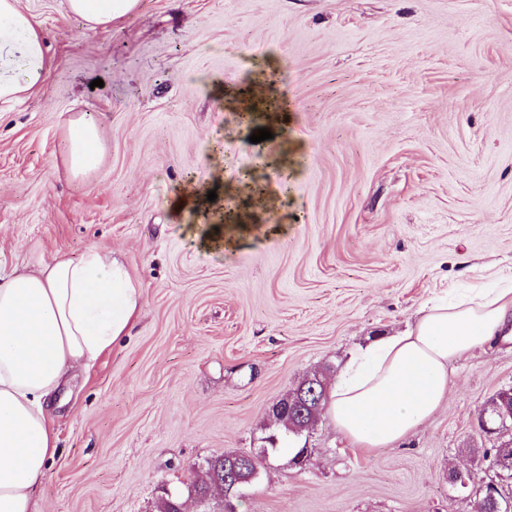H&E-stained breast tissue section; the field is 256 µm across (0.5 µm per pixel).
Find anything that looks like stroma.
I'll use <instances>...</instances> for the list:
<instances>
[{
	"mask_svg": "<svg viewBox=\"0 0 512 512\" xmlns=\"http://www.w3.org/2000/svg\"><path fill=\"white\" fill-rule=\"evenodd\" d=\"M20 5L51 67L0 101V264L109 249L142 290L129 334L52 400L33 512H158L205 459L258 452L305 376L342 371L430 298L512 277V0H142L96 32L65 0ZM255 85L279 120L237 112ZM68 112L105 144L80 181L61 161ZM260 128L271 139L250 142ZM191 185L215 190L213 213L178 206ZM246 185L278 231L202 246L191 225ZM450 381L394 447L352 453L321 418L310 463L270 456L237 512H473L448 471L512 443L477 419L512 386V335Z\"/></svg>",
	"mask_w": 512,
	"mask_h": 512,
	"instance_id": "obj_1",
	"label": "stroma"
}]
</instances>
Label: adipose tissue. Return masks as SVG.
<instances>
[{
    "mask_svg": "<svg viewBox=\"0 0 512 512\" xmlns=\"http://www.w3.org/2000/svg\"><path fill=\"white\" fill-rule=\"evenodd\" d=\"M140 0H67L90 31L135 13ZM41 23L19 0H0V100L26 97L49 70ZM71 177L98 169V120L62 122ZM142 293L111 252L60 258L38 272L0 273V512H31L57 454L50 402L67 374L109 350L138 316ZM512 323V281L423 305L413 325L354 353L337 376L326 413L360 454L399 444L448 400L449 367Z\"/></svg>",
    "mask_w": 512,
    "mask_h": 512,
    "instance_id": "ef3b65f1",
    "label": "adipose tissue"
}]
</instances>
